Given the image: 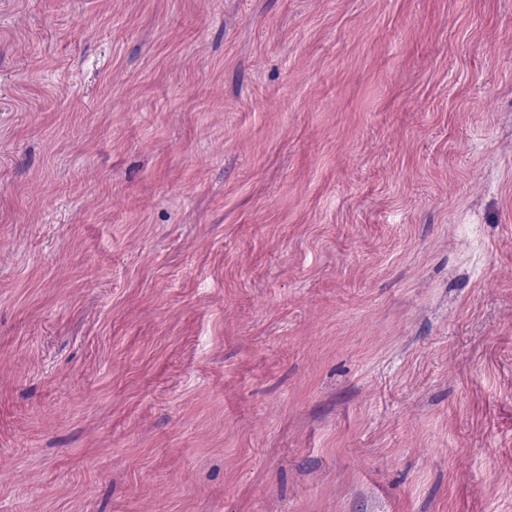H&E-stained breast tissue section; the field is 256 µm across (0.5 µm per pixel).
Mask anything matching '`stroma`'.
<instances>
[{
  "instance_id": "stroma-1",
  "label": "stroma",
  "mask_w": 512,
  "mask_h": 512,
  "mask_svg": "<svg viewBox=\"0 0 512 512\" xmlns=\"http://www.w3.org/2000/svg\"><path fill=\"white\" fill-rule=\"evenodd\" d=\"M0 512H512V0H0Z\"/></svg>"
}]
</instances>
